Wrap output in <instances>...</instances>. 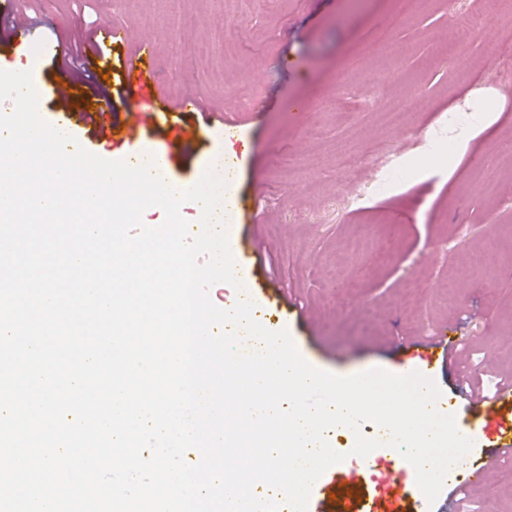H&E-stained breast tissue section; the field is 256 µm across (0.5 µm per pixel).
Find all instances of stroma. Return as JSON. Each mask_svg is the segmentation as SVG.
Instances as JSON below:
<instances>
[{
	"instance_id": "1",
	"label": "stroma",
	"mask_w": 512,
	"mask_h": 512,
	"mask_svg": "<svg viewBox=\"0 0 512 512\" xmlns=\"http://www.w3.org/2000/svg\"><path fill=\"white\" fill-rule=\"evenodd\" d=\"M25 4L41 36L66 51L105 24L124 31V41L102 45L112 61L109 92L124 88L125 59L148 39L160 82L142 107L206 98L211 116L181 115L196 130L188 142L165 124L115 150L85 129L77 138L133 166L141 151L160 150L175 183H197L219 155L237 163L240 178L226 196L257 219L227 222L229 241L247 236L264 246L262 264L245 259L238 277L266 310L260 324L288 330L309 365L338 376L427 371L421 344L444 333L462 337L456 368L478 375L485 390L512 378V163L499 153L512 138V5L491 15L486 0H423L401 17L396 0H250L243 10L229 0ZM188 42L207 46L206 55L186 56ZM373 86L423 106L404 127L389 128L364 101ZM467 108L474 125L454 167L426 164L379 190L399 155L428 157L449 132V113ZM226 121L233 137L224 135ZM340 143L361 153L353 169L337 165ZM492 249L501 254L496 267L460 278ZM412 279L422 293L408 289ZM394 458L391 447H378L352 496L327 470L312 486V505L336 512L342 499L354 510L360 498L378 496L379 512H415L419 503L448 512L461 483L453 473L434 503L407 469V495L384 497L398 473ZM462 512H512V458L499 462L492 486L467 488Z\"/></svg>"
}]
</instances>
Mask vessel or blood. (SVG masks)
I'll return each instance as SVG.
<instances>
[{"label":"vessel or blood","instance_id":"b4317fda","mask_svg":"<svg viewBox=\"0 0 512 512\" xmlns=\"http://www.w3.org/2000/svg\"><path fill=\"white\" fill-rule=\"evenodd\" d=\"M17 50L26 54L28 67L32 70L40 65L43 56H52L53 66L50 72L33 81L39 103L55 104L58 111L63 112L65 119L89 129L101 141L131 142L138 138L143 129L156 125L163 115L159 109L148 112L141 110L137 100L141 87L157 80V57L151 42H142L135 57L126 63L128 72L135 74L136 81L129 85L125 103L120 108L115 107L110 96L104 94L101 85L91 79L94 73H108L112 70L111 61L97 51L94 42L86 44V76L74 75L66 54L59 52L57 47L48 45L45 39L34 33L19 0H0V53L8 54ZM456 345L457 340L454 337H432L426 344L431 364L453 363ZM455 384L459 397L477 411L476 417L459 429L460 434L467 438L482 429L484 421L497 413L500 404L512 401L511 382L501 385L490 397L468 387L463 379H456ZM511 457L512 440L488 449L486 461L469 469L467 485L490 486L497 462Z\"/></svg>","mask_w":512,"mask_h":512}]
</instances>
